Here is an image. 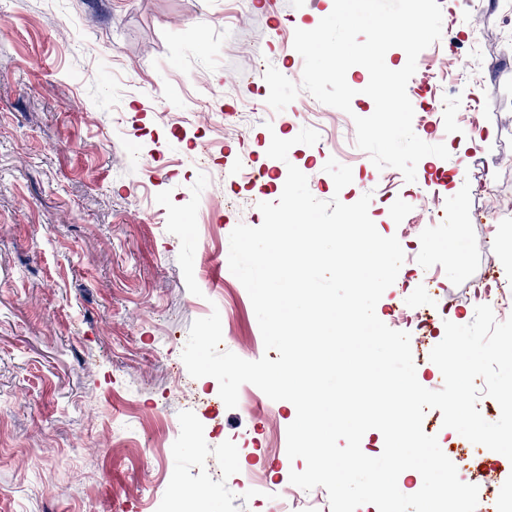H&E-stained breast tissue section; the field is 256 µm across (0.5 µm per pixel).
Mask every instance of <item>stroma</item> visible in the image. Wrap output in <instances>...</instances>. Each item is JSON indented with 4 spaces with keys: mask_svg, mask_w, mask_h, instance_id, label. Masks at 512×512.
Returning a JSON list of instances; mask_svg holds the SVG:
<instances>
[{
    "mask_svg": "<svg viewBox=\"0 0 512 512\" xmlns=\"http://www.w3.org/2000/svg\"><path fill=\"white\" fill-rule=\"evenodd\" d=\"M439 3L478 46L452 54L443 38L419 54L408 97L427 112L448 90L461 107L421 130L450 156L424 157L409 183L356 145L355 117L375 109L364 67L347 72L350 112L319 103L298 118L266 103L264 59L301 81L294 31L314 29L332 0H0V512H150L155 493L181 512L198 483L211 491L203 512H331L324 487L284 492L305 468L285 452L289 401L246 383L254 411L227 408L181 354L192 322L216 311L226 350L278 357L226 270L232 230L259 226V203L279 199L273 185L232 182L243 156L282 180L296 166L325 200L327 160L351 168L348 203L370 194L378 232L415 260L378 317L394 301L428 307L441 337L473 320L489 266L512 276V18L489 2ZM226 104L253 108L254 123L225 129ZM306 127L316 144L268 156L271 133ZM138 153L156 158L159 180ZM191 222L210 224L207 244ZM159 412L199 424L175 454L147 445ZM251 471L276 483L271 496L244 480Z\"/></svg>",
    "mask_w": 512,
    "mask_h": 512,
    "instance_id": "1",
    "label": "stroma"
}]
</instances>
